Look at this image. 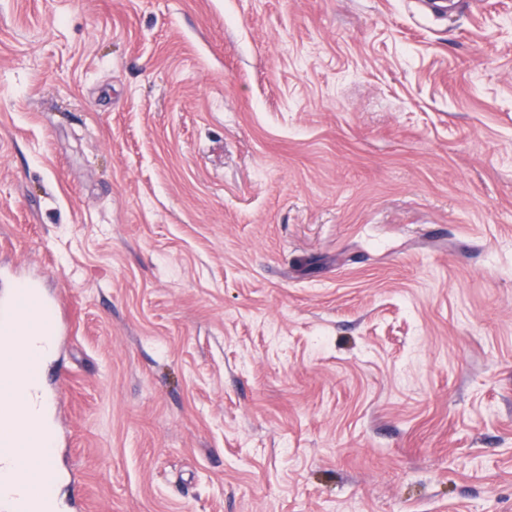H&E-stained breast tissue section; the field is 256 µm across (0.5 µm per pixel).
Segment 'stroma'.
<instances>
[{
	"label": "stroma",
	"mask_w": 512,
	"mask_h": 512,
	"mask_svg": "<svg viewBox=\"0 0 512 512\" xmlns=\"http://www.w3.org/2000/svg\"><path fill=\"white\" fill-rule=\"evenodd\" d=\"M85 512H512V0H0V290ZM2 306L10 311L27 309L34 314L41 331L51 336L62 333L60 313L63 303L44 294L37 280H25L16 288H12L6 298L0 296V308Z\"/></svg>",
	"instance_id": "35a3bbf8"
}]
</instances>
